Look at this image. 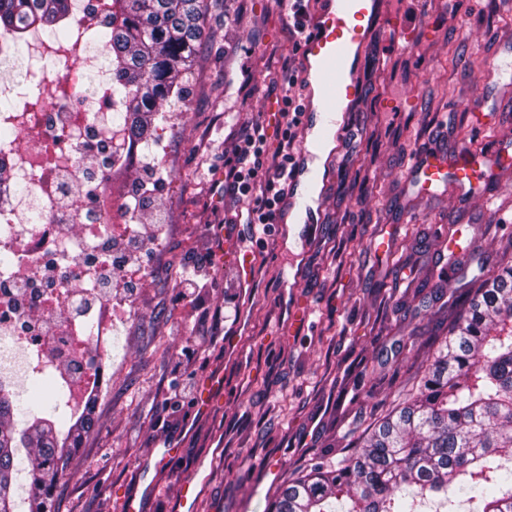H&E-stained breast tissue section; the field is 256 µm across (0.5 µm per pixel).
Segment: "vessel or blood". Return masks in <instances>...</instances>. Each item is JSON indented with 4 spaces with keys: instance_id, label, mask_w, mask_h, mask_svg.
Listing matches in <instances>:
<instances>
[{
    "instance_id": "vessel-or-blood-1",
    "label": "vessel or blood",
    "mask_w": 512,
    "mask_h": 512,
    "mask_svg": "<svg viewBox=\"0 0 512 512\" xmlns=\"http://www.w3.org/2000/svg\"><path fill=\"white\" fill-rule=\"evenodd\" d=\"M382 25L394 30L397 39L407 42L420 34L416 22L388 18L382 0H319L311 20L312 35L301 47L303 144L294 160L279 224H286L296 210L302 213L304 223H320L321 213L313 206L315 198L305 191L310 177L319 173L313 162L323 145L316 128L321 125L323 115L349 111L359 98L361 86L354 61L371 34ZM410 174L414 184L430 194L450 177L454 178L457 189L470 192L476 178L471 161L431 150L414 159Z\"/></svg>"
}]
</instances>
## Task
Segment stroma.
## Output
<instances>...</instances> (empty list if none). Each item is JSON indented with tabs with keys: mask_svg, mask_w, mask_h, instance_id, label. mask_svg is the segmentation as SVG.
<instances>
[{
	"mask_svg": "<svg viewBox=\"0 0 512 512\" xmlns=\"http://www.w3.org/2000/svg\"><path fill=\"white\" fill-rule=\"evenodd\" d=\"M289 21L286 0L211 10L214 41L196 56L185 112L162 148L138 154L139 166L179 182L158 192L149 217L167 249L133 298L130 327L102 350L112 375L59 477L57 512H116L120 497L150 484L143 512H177L192 477L203 483L194 512H270L284 480L312 458L355 451L362 430L410 393L448 314L447 299L431 296L438 277L452 291L512 257V0H441L427 36L395 47L383 30L359 55L364 95L322 186V223L267 235L254 253L258 277L243 283L224 213L252 203L225 198L214 168L242 130H273L277 98L299 97L285 85L287 65L301 63L282 36ZM474 96L480 109L468 104ZM435 147L471 157L484 187L463 197L409 186L413 157ZM207 252L215 267L200 273L210 286L194 313L177 282ZM218 308L224 324L214 331L201 314ZM231 337L237 348L226 347ZM202 345L206 363L191 355ZM186 380L193 391L176 396ZM173 396L175 409L166 405ZM167 446L176 453L160 461Z\"/></svg>",
	"mask_w": 512,
	"mask_h": 512,
	"instance_id": "1",
	"label": "stroma"
}]
</instances>
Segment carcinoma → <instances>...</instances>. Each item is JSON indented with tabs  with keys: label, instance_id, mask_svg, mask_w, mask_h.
I'll list each match as a JSON object with an SVG mask.
<instances>
[{
	"label": "carcinoma",
	"instance_id": "carcinoma-1",
	"mask_svg": "<svg viewBox=\"0 0 512 512\" xmlns=\"http://www.w3.org/2000/svg\"><path fill=\"white\" fill-rule=\"evenodd\" d=\"M219 0H110L90 25L77 0H0V81L19 88L37 76L27 37L42 32L84 72L86 97L112 98V123L149 145L162 106L185 104L190 65L213 38L207 15ZM95 60V67L88 61ZM42 112L25 92L1 112ZM415 390L364 432L359 449L317 461L277 490L271 512H512V260L468 288ZM0 512H51L58 476L91 428L95 393L69 409V426L31 407L18 343L0 344Z\"/></svg>",
	"mask_w": 512,
	"mask_h": 512
}]
</instances>
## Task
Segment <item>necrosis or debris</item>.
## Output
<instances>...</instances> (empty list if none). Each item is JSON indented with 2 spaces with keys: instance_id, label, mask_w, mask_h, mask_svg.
Listing matches in <instances>:
<instances>
[{
  "instance_id": "4bbe7bcc",
  "label": "necrosis or debris",
  "mask_w": 512,
  "mask_h": 512,
  "mask_svg": "<svg viewBox=\"0 0 512 512\" xmlns=\"http://www.w3.org/2000/svg\"><path fill=\"white\" fill-rule=\"evenodd\" d=\"M41 140L33 146L17 141L0 143V255L13 259L11 268L0 272V304L5 287L19 275H27L30 286L18 303L22 316L15 322H0V333L11 332L22 344L31 369L49 374L66 393L71 406L81 405L88 386L104 375L92 365L90 346L84 336L85 320L91 312L88 300L94 282L79 273L85 258L108 251L113 227L131 224L137 217L125 214L114 198L110 182L113 171L126 159L129 143L113 128L110 113L77 111L55 104L40 115ZM33 179L32 195L15 192L16 184ZM99 186L105 205L89 209L84 191ZM47 213L46 222L32 223L34 207ZM52 249L62 291L64 326L55 335H38L43 311L36 297L46 284L40 267L45 249Z\"/></svg>"
}]
</instances>
